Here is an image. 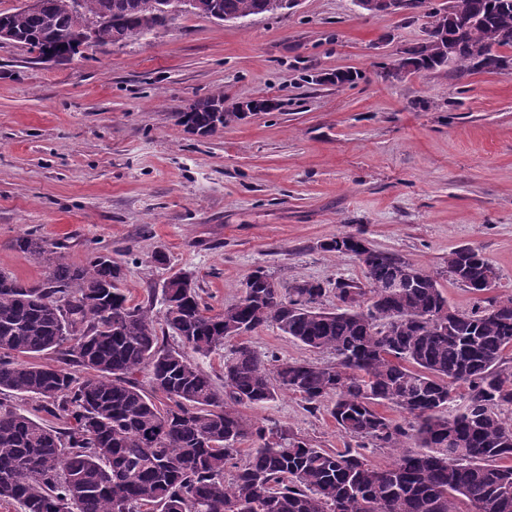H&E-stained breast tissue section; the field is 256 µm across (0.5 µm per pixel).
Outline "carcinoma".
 Returning a JSON list of instances; mask_svg holds the SVG:
<instances>
[{"instance_id": "1", "label": "carcinoma", "mask_w": 512, "mask_h": 512, "mask_svg": "<svg viewBox=\"0 0 512 512\" xmlns=\"http://www.w3.org/2000/svg\"><path fill=\"white\" fill-rule=\"evenodd\" d=\"M443 13L426 0V38L398 62L402 72L461 73L512 67V0H449ZM162 0H40L36 10L0 11V30L34 53L63 62L79 53L75 35L106 17L98 45L133 41L166 27L175 13ZM200 14L228 20L283 10L281 0H200ZM240 112L224 96L199 100L178 124L201 136ZM13 247L43 276L27 281L0 270V392L26 394L52 426L0 401V501L21 512H512V296L483 297L497 279L477 250L448 255V274L480 295L469 313L449 307L436 277L349 234L325 245L350 254L370 288L304 280L268 287L262 267L238 301L207 306L192 277L176 272L153 303L130 302L126 267L92 252L82 265L62 246L26 233ZM401 277L403 288L390 287ZM274 326L306 349L329 351L332 364L280 360L232 340ZM178 339L168 347L164 337ZM56 355V364L36 358ZM221 354L224 389L200 361ZM87 375L78 378L70 367ZM144 374L148 386L136 375ZM467 387L461 412L444 415L451 387ZM326 411L356 447L318 448L287 429L256 425L239 411L282 393ZM169 404L161 408L155 396ZM389 404L396 423L379 412ZM256 444L226 476L237 444ZM395 451L384 466L359 449Z\"/></svg>"}]
</instances>
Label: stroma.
<instances>
[{
	"label": "stroma",
	"instance_id": "obj_1",
	"mask_svg": "<svg viewBox=\"0 0 512 512\" xmlns=\"http://www.w3.org/2000/svg\"><path fill=\"white\" fill-rule=\"evenodd\" d=\"M425 31L420 8L372 16L353 0H298L241 23L184 13L63 63L0 42V270L41 277L12 246L30 231L76 264L112 254L135 303L181 270L218 311L263 266L284 288L323 282L332 308L338 280L365 278L324 248L351 233L436 273L459 311L476 305L447 274L461 247L492 264L495 296H512V68L389 77ZM343 70L357 82H322ZM215 94L278 108L210 137L186 132L178 112ZM158 251L166 265L152 262ZM244 340L280 360H332L272 326ZM241 413L321 448L350 443L289 392Z\"/></svg>",
	"mask_w": 512,
	"mask_h": 512
}]
</instances>
